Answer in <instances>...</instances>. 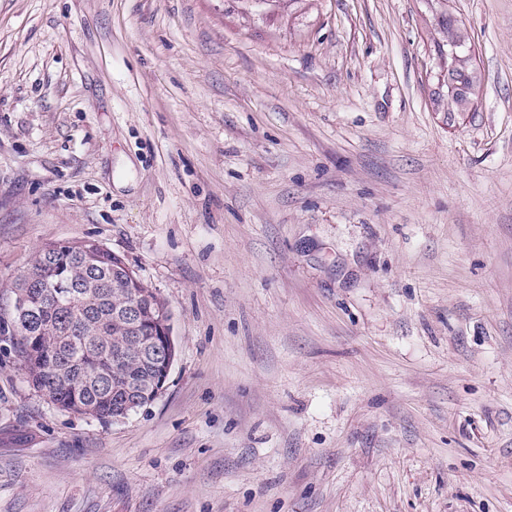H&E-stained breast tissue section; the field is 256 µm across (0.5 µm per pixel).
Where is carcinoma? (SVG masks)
I'll use <instances>...</instances> for the list:
<instances>
[{"label":"carcinoma","instance_id":"1","mask_svg":"<svg viewBox=\"0 0 512 512\" xmlns=\"http://www.w3.org/2000/svg\"><path fill=\"white\" fill-rule=\"evenodd\" d=\"M438 52L444 59L448 77V118L470 104L474 94L471 47L459 33L458 20L443 16L439 23ZM124 258L112 250L99 249L93 262L69 246L51 252L38 248L30 258L24 278L32 283L28 292L40 308V320L28 327L15 318L9 307L0 304V353L13 358L26 379L33 380L58 408L80 414L88 405L95 407L97 419L110 421L123 413L129 389L151 390L155 360L149 349V336L135 346L118 311L131 303L138 292L148 291L140 280L121 279L116 268ZM39 331L43 358L33 361L31 332ZM125 353L117 364L113 354Z\"/></svg>","mask_w":512,"mask_h":512}]
</instances>
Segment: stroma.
I'll list each match as a JSON object with an SVG mask.
<instances>
[{
    "label": "stroma",
    "instance_id": "obj_1",
    "mask_svg": "<svg viewBox=\"0 0 512 512\" xmlns=\"http://www.w3.org/2000/svg\"><path fill=\"white\" fill-rule=\"evenodd\" d=\"M84 239L177 359L104 423L0 355V512H512V0H0V285ZM452 16L444 15L442 22L438 23L441 39L437 43L438 52L447 68L449 119L455 116V112H462L470 104L475 82L470 65L471 47L459 33L458 20ZM446 47L447 52L443 50Z\"/></svg>",
    "mask_w": 512,
    "mask_h": 512
}]
</instances>
